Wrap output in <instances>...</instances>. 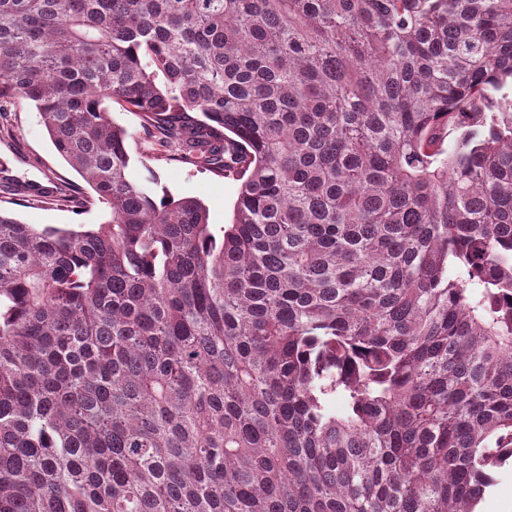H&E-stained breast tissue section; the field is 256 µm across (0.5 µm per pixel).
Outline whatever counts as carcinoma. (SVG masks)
Wrapping results in <instances>:
<instances>
[{"label": "carcinoma", "instance_id": "cac0c4a2", "mask_svg": "<svg viewBox=\"0 0 512 512\" xmlns=\"http://www.w3.org/2000/svg\"><path fill=\"white\" fill-rule=\"evenodd\" d=\"M509 79L512 0H0V117L109 209L0 212V512H475L512 458ZM112 101L240 182L231 224L132 176Z\"/></svg>", "mask_w": 512, "mask_h": 512}]
</instances>
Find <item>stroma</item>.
Masks as SVG:
<instances>
[{"instance_id": "stroma-1", "label": "stroma", "mask_w": 512, "mask_h": 512, "mask_svg": "<svg viewBox=\"0 0 512 512\" xmlns=\"http://www.w3.org/2000/svg\"><path fill=\"white\" fill-rule=\"evenodd\" d=\"M113 121L129 133L128 149L136 163L134 177L156 174L161 188L177 198L200 200L207 208L209 222L221 227L230 223L238 184L199 166L167 158L142 131L139 114L111 103ZM8 129L0 131V210L24 223L73 228L99 224L107 211L97 203L78 209L67 195L83 188L80 176L56 153L36 110L30 106L12 108Z\"/></svg>"}]
</instances>
